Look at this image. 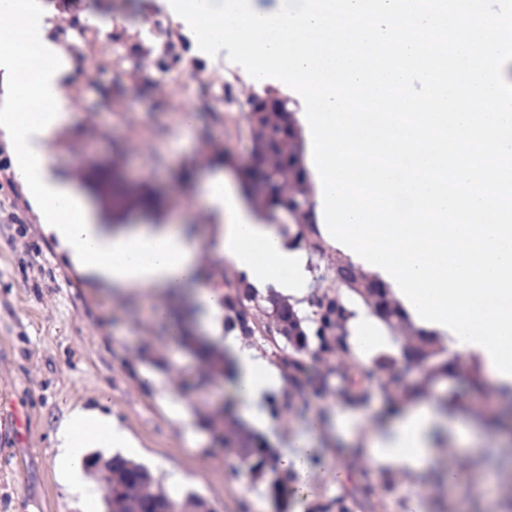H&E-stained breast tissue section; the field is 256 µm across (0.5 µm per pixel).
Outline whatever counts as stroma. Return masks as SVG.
<instances>
[{"label":"stroma","instance_id":"obj_1","mask_svg":"<svg viewBox=\"0 0 512 512\" xmlns=\"http://www.w3.org/2000/svg\"><path fill=\"white\" fill-rule=\"evenodd\" d=\"M168 0H80L73 13L78 24L93 22L111 30L126 53L141 49V19L170 15ZM199 54L189 27L181 29L178 55L155 52V68L146 79L133 80L115 61L98 66L95 81L68 69L62 86L72 114L52 138L49 157L55 172L86 190L97 168L136 172L156 204L145 213L149 224L165 223L185 213L191 233L200 241L205 278L216 287L234 273L218 259L211 238V213L197 200L193 172H204L231 160L244 165L250 133L244 118L253 94L249 75L237 68L223 98L206 87L216 80L215 67L226 60ZM197 110L190 131L181 115ZM314 286L303 318H311L315 297L333 281L340 253L330 246L309 249ZM171 298L149 294H115L99 287L61 252L55 237L33 206L15 170L0 176V512H82L78 496L57 477L56 434L76 408L111 415L138 443L135 462L145 465L175 499L195 494L209 512H251L250 503L265 501L267 512H293L294 492L271 500L267 478L224 447V432L212 415L222 405L233 414L241 407L231 387L223 332L198 329V309L185 304L187 330L171 341L155 309ZM311 372L324 375L321 394L289 403L291 380L265 401L272 453L291 447L315 417L324 420L320 451L311 462L310 498L305 512H325L344 495L373 488L363 512H408L417 496L426 512H479L473 494L490 469L512 470V441L487 427L475 445L464 444L473 409L483 402L468 383L467 373L435 382L421 403L440 407L455 397L466 408L458 427L436 437V466L413 478L377 467L366 457L370 438L383 432L395 413L380 391L345 406L338 400L347 383L331 358L310 361ZM185 405L189 421L173 416L171 402ZM347 413V425L336 428V413ZM452 467L458 483L448 487L439 471ZM350 480L341 483L337 470Z\"/></svg>","mask_w":512,"mask_h":512}]
</instances>
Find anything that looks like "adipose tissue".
<instances>
[{
    "label": "adipose tissue",
    "instance_id": "obj_1",
    "mask_svg": "<svg viewBox=\"0 0 512 512\" xmlns=\"http://www.w3.org/2000/svg\"><path fill=\"white\" fill-rule=\"evenodd\" d=\"M24 57L4 58L0 68L17 72L12 85L13 106L0 114V134L11 142L16 174L32 204L42 212L71 259L90 277L117 293L177 294L192 290L203 311L202 326L212 330L223 310L224 291L212 287L200 271L199 245L182 224H139L111 233L94 224L84 197L53 171L47 146L54 133L70 120L61 80L63 68L54 62L24 76ZM200 197L215 216L214 246L225 264L259 292H279L299 301L312 283L305 250L279 234L246 202L242 190L218 170L201 184ZM349 312V343L362 361L399 354L400 342L391 329L364 303L345 300ZM224 348L233 360L236 390L243 415L256 429L265 418L257 406L281 385L278 369L234 336ZM441 417L429 406L400 409L398 416L369 442V456L379 466L419 475L435 462V433ZM321 420H313L282 451L283 470L306 479L316 451ZM61 481L71 492L84 494L81 481L87 448H131L135 442L111 417L91 410L73 411L57 435Z\"/></svg>",
    "mask_w": 512,
    "mask_h": 512
}]
</instances>
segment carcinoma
Masks as SVG:
<instances>
[{"label":"carcinoma","instance_id":"carcinoma-1","mask_svg":"<svg viewBox=\"0 0 512 512\" xmlns=\"http://www.w3.org/2000/svg\"><path fill=\"white\" fill-rule=\"evenodd\" d=\"M269 133L257 136L255 145L263 150H274L280 156H288V140L281 137L282 128L278 121L266 122ZM151 199V195L140 186L129 185L114 180L112 189V207L122 210L131 204L142 206V202ZM336 277L344 288L362 298L383 320L391 326H401L403 316L392 304L384 289L374 281L367 279L353 265L343 261L336 262ZM228 291L224 293V331L236 336L260 335L271 342L274 354L282 369L288 372V378L309 376L308 382L316 390H322V381L308 375L309 368L299 355L307 347L308 334L304 319L300 318L288 299L270 295L257 298L253 288L242 278L225 282ZM314 335L321 343L322 351L336 360V369L346 377L357 373V355L347 343V316L343 306H336V292L324 293V300L319 302L314 318ZM287 345H279L280 340ZM407 345L404 355L417 356L427 363L422 382L407 391L406 399L425 391L442 375L451 377L460 367L458 357L448 358L442 364L435 358L443 355L445 349L438 343L420 333L406 336ZM368 386L350 382L348 388L339 395V401L346 405H355L361 401ZM224 442L234 446L236 453L245 461L252 463V468H262L268 463L266 449L256 440L244 434L231 422H224ZM92 459L102 464L107 472L104 481H112V487H103V491H112V512H186L187 508H199L204 501L196 496H189L179 504L172 500L152 473L145 466L120 455L108 460L94 455Z\"/></svg>","mask_w":512,"mask_h":512}]
</instances>
